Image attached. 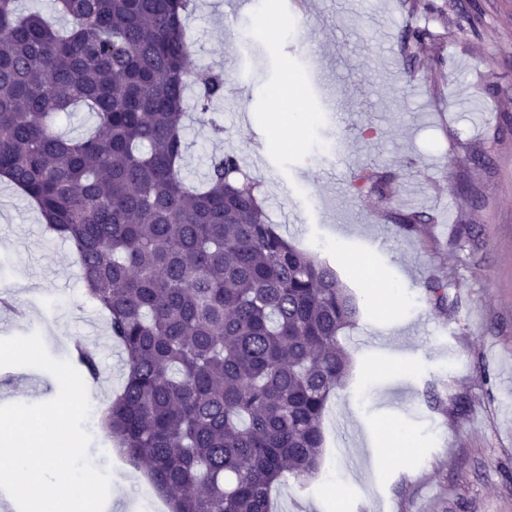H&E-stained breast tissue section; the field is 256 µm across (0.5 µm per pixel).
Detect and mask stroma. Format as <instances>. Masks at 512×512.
Returning <instances> with one entry per match:
<instances>
[{
	"mask_svg": "<svg viewBox=\"0 0 512 512\" xmlns=\"http://www.w3.org/2000/svg\"><path fill=\"white\" fill-rule=\"evenodd\" d=\"M312 2L300 18L282 0H196L187 20L194 59L224 73L214 115L224 132L190 118L184 176L201 181L212 154L237 155L279 233L326 260L359 304L341 334L352 370L322 420L320 469L305 486L276 484L273 512H335L329 488L341 476L344 512H512V0H472L471 34L460 29L461 0H431L422 12L411 0ZM263 12L274 28L258 23ZM375 15L384 27L371 25ZM415 31L429 38L409 62L401 40ZM288 87L294 135L271 120L272 91ZM474 149L484 166L468 162ZM371 171L382 195H357L356 177ZM410 211L431 224L398 234V216ZM468 224L481 231V258L452 236ZM376 266L401 297L385 313L365 278ZM432 275L448 283L445 308L426 298ZM0 289L26 312L0 313V338L40 332L65 360L52 329L65 322L96 344L99 388L119 392L125 354L86 298L70 245L4 183ZM58 390L46 371L0 367V404L40 403ZM84 427L111 495L140 480L139 512H158L143 467L109 461L100 424L90 417ZM394 427L417 446L390 464L383 435Z\"/></svg>",
	"mask_w": 512,
	"mask_h": 512,
	"instance_id": "35a3bbf8",
	"label": "stroma"
}]
</instances>
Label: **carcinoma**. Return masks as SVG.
I'll use <instances>...</instances> for the list:
<instances>
[{
	"mask_svg": "<svg viewBox=\"0 0 512 512\" xmlns=\"http://www.w3.org/2000/svg\"><path fill=\"white\" fill-rule=\"evenodd\" d=\"M64 31L0 0V179L35 202L74 251L87 299L125 351L106 437L145 464L171 512H271L284 476L312 479L322 417L351 370L340 333L355 295L277 232L230 153L202 185L182 178L183 120L224 96L198 66L193 0H54ZM94 112L79 138L60 115ZM400 217L404 231L429 223ZM434 305L447 283L424 284ZM75 366L99 376L95 352Z\"/></svg>",
	"mask_w": 512,
	"mask_h": 512,
	"instance_id": "1",
	"label": "carcinoma"
}]
</instances>
